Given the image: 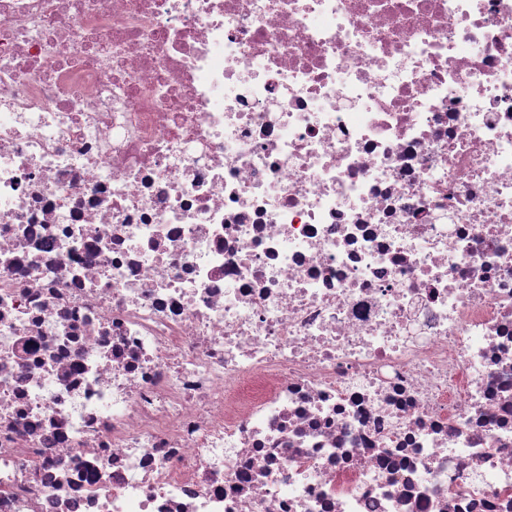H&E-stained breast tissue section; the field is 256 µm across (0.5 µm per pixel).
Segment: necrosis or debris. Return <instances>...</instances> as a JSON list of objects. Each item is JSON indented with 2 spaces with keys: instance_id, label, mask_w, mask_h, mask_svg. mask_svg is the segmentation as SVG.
<instances>
[{
  "instance_id": "1",
  "label": "necrosis or debris",
  "mask_w": 512,
  "mask_h": 512,
  "mask_svg": "<svg viewBox=\"0 0 512 512\" xmlns=\"http://www.w3.org/2000/svg\"><path fill=\"white\" fill-rule=\"evenodd\" d=\"M0 512H512V0H0Z\"/></svg>"
}]
</instances>
